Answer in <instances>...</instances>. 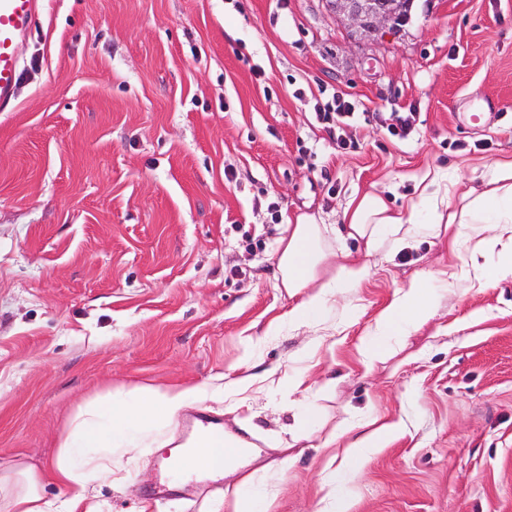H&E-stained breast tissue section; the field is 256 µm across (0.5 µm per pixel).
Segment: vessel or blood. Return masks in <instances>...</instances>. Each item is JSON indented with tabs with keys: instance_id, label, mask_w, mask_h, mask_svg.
<instances>
[{
	"instance_id": "obj_1",
	"label": "vessel or blood",
	"mask_w": 512,
	"mask_h": 512,
	"mask_svg": "<svg viewBox=\"0 0 512 512\" xmlns=\"http://www.w3.org/2000/svg\"><path fill=\"white\" fill-rule=\"evenodd\" d=\"M40 0H0V108H7L20 77L18 47L33 30Z\"/></svg>"
}]
</instances>
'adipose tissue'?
<instances>
[{"label": "adipose tissue", "mask_w": 512, "mask_h": 512, "mask_svg": "<svg viewBox=\"0 0 512 512\" xmlns=\"http://www.w3.org/2000/svg\"><path fill=\"white\" fill-rule=\"evenodd\" d=\"M486 178L484 191H467L456 201L434 190L422 191L419 198L432 215L429 232H439L446 224L454 227L456 235L473 240L474 254L497 251L498 263L492 275L501 281L512 278V158L489 163ZM327 233L326 225L317 223L313 217L301 216L289 225L287 237L279 242L277 268L281 286L288 295L301 298L288 314L291 324L309 323L323 312L328 298L335 296L337 290L356 289L368 276L369 269L363 264L341 263L333 271H326ZM338 234L364 241L372 252L387 242L396 249L412 247L418 230L413 215L390 210L379 194L368 193L347 212ZM430 281V274H416L408 288L382 311L377 321L380 331L403 321L414 325L428 321L436 308ZM314 283L319 289L313 293L309 287ZM129 394L136 400L135 407L116 398L76 415L71 431L60 444L53 471L55 481L66 489L63 497L45 499L43 475L33 467L16 465L0 471V512H82L90 483L112 472L110 466L84 457V449L124 436L142 420L172 423L189 399L201 397L195 386H137ZM362 428L361 436L347 444L348 456L357 465L384 448L400 430L399 424L376 419L363 422ZM186 445L211 449L208 470L217 475L240 470L256 453L250 442L226 432L217 423L199 425Z\"/></svg>", "instance_id": "obj_1"}]
</instances>
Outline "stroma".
Segmentation results:
<instances>
[{
  "label": "stroma",
  "mask_w": 512,
  "mask_h": 512,
  "mask_svg": "<svg viewBox=\"0 0 512 512\" xmlns=\"http://www.w3.org/2000/svg\"><path fill=\"white\" fill-rule=\"evenodd\" d=\"M18 51L0 112V468L33 465L62 496L51 472L79 409L195 385L207 399L176 422L89 449L112 462L89 489L102 512H227L239 489L270 512H512V280L485 281L444 230L371 256L351 240L369 278L297 328L277 272L298 215L340 224L367 193L405 209L428 172L480 191L512 158V0H415L376 42L348 40L325 0H44ZM333 90L357 110L343 149L315 115ZM480 100L475 125L462 107ZM420 271L433 317L377 335ZM365 343L383 355L364 362ZM286 372L305 378L289 396ZM198 415L249 427L259 456L173 482L159 442ZM369 418L403 430L355 467L328 437Z\"/></svg>",
  "instance_id": "35a3bbf8"
}]
</instances>
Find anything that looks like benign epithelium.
Instances as JSON below:
<instances>
[{
    "label": "benign epithelium",
    "mask_w": 512,
    "mask_h": 512,
    "mask_svg": "<svg viewBox=\"0 0 512 512\" xmlns=\"http://www.w3.org/2000/svg\"><path fill=\"white\" fill-rule=\"evenodd\" d=\"M348 37L397 34L412 19L414 0H326Z\"/></svg>",
    "instance_id": "7a95c632"
}]
</instances>
